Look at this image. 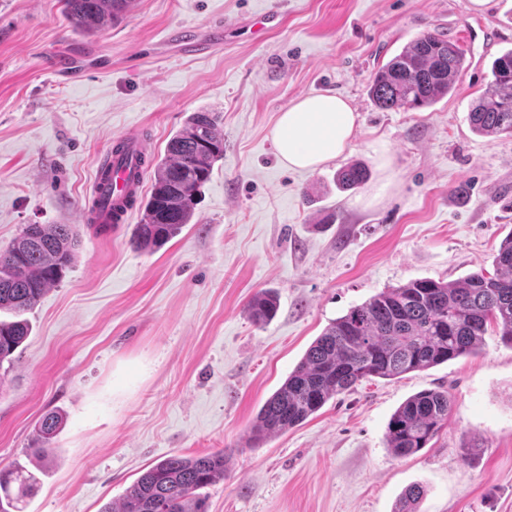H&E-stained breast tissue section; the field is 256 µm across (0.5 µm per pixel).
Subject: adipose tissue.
Instances as JSON below:
<instances>
[{
    "instance_id": "adipose-tissue-1",
    "label": "adipose tissue",
    "mask_w": 512,
    "mask_h": 512,
    "mask_svg": "<svg viewBox=\"0 0 512 512\" xmlns=\"http://www.w3.org/2000/svg\"><path fill=\"white\" fill-rule=\"evenodd\" d=\"M359 115L343 97L317 94L298 98L281 112L273 129L280 162L313 171L335 160L350 146Z\"/></svg>"
}]
</instances>
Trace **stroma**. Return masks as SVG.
Returning <instances> with one entry per match:
<instances>
[{
  "instance_id": "1",
  "label": "stroma",
  "mask_w": 512,
  "mask_h": 512,
  "mask_svg": "<svg viewBox=\"0 0 512 512\" xmlns=\"http://www.w3.org/2000/svg\"><path fill=\"white\" fill-rule=\"evenodd\" d=\"M276 27H264L267 15ZM224 30L207 56L180 29ZM437 31L463 49L455 90L421 110H380L375 71ZM99 52L100 67L56 82L59 46ZM512 49V0H135L112 27L73 30L59 0H0V250L28 224L74 225L63 280L27 313L31 332L0 366V468L37 483L23 512H99L153 463L223 448L209 512H394L420 484L418 512H512V348L402 378L363 381L301 425L253 446L270 395L334 319L384 288L492 270L512 232V135L473 133L467 113ZM335 92L359 114L351 146L314 171L283 166L272 131L302 96ZM218 113L224 156L190 224L154 250L124 224L81 223L98 161L136 131L154 159L190 113ZM392 158L383 196L373 147ZM359 162L363 185L336 173ZM278 299L256 325L252 296ZM446 390L448 422L408 457L387 422L411 395ZM59 413L39 462L42 417Z\"/></svg>"
}]
</instances>
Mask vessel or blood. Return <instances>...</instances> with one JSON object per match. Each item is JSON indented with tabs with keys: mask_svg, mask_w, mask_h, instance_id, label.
I'll use <instances>...</instances> for the list:
<instances>
[{
	"mask_svg": "<svg viewBox=\"0 0 512 512\" xmlns=\"http://www.w3.org/2000/svg\"><path fill=\"white\" fill-rule=\"evenodd\" d=\"M180 38L189 52L196 55L211 53L223 40L222 32H214L206 39H198L180 31ZM96 56L89 49L77 50L67 47L56 51L49 61V71L57 79L71 81L83 78L95 67ZM126 152L125 159L105 157L104 166L110 169L109 181L95 180L94 200L96 209H82L80 217L87 224H119L129 217L124 203L137 199L141 194L148 171L145 149L136 132L122 134L117 139Z\"/></svg>",
	"mask_w": 512,
	"mask_h": 512,
	"instance_id": "vessel-or-blood-1",
	"label": "vessel or blood"
}]
</instances>
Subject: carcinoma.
Instances as JSON below:
<instances>
[{
	"mask_svg": "<svg viewBox=\"0 0 512 512\" xmlns=\"http://www.w3.org/2000/svg\"><path fill=\"white\" fill-rule=\"evenodd\" d=\"M64 18L86 32L117 23L134 0H61ZM463 51L435 32L406 44L374 74L369 94L382 110L429 107L455 89L464 69ZM492 79L468 111L472 131L486 136L512 135V49L491 66ZM224 157V134L214 112L191 113L167 143L150 194L143 204L134 240L141 249L158 248L176 237L194 214L201 187L214 163ZM365 165L352 163L336 174L343 188L363 184ZM78 246L70 224H29L0 252V364L11 359L30 333L23 315L71 268ZM494 273L483 270L444 283L415 279L386 288L331 321L311 343L282 385L258 410L251 427L255 444L300 425L330 399L371 378L394 379L427 370L482 350L488 331L512 347V233L504 238L493 261ZM277 298L258 292L247 305L250 319L268 322ZM448 392L427 389L407 398L392 414L386 429L387 448L397 457L414 455L448 421ZM61 423L55 413L41 420L38 457L52 456L48 443ZM226 455L218 449L204 456L173 455L146 468L117 503L101 512H208L202 490L224 480ZM34 475L27 470L0 471V512H21ZM424 490L413 485L399 498L395 512H418Z\"/></svg>",
	"mask_w": 512,
	"mask_h": 512,
	"instance_id": "cac0c4a2",
	"label": "carcinoma"
}]
</instances>
